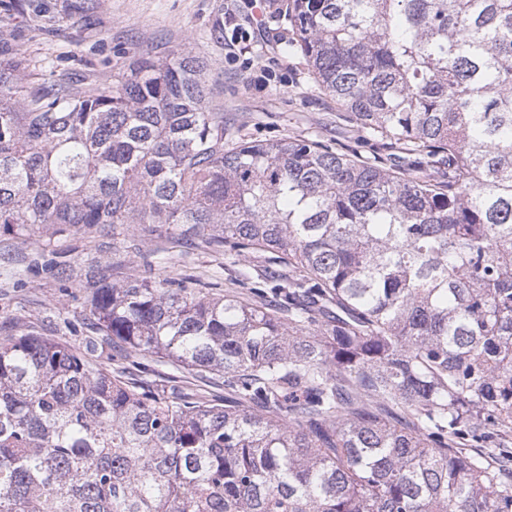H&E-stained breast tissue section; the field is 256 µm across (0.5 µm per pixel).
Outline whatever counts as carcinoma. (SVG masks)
Instances as JSON below:
<instances>
[{"label": "carcinoma", "instance_id": "1", "mask_svg": "<svg viewBox=\"0 0 512 512\" xmlns=\"http://www.w3.org/2000/svg\"><path fill=\"white\" fill-rule=\"evenodd\" d=\"M30 0H0L23 14ZM319 88L398 160L224 148L183 46L53 90L0 32V231L192 237L234 288L110 263L67 331L224 375L132 385L0 325V512H512V0H288Z\"/></svg>", "mask_w": 512, "mask_h": 512}]
</instances>
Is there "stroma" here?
I'll return each mask as SVG.
<instances>
[{"label": "stroma", "instance_id": "obj_1", "mask_svg": "<svg viewBox=\"0 0 512 512\" xmlns=\"http://www.w3.org/2000/svg\"><path fill=\"white\" fill-rule=\"evenodd\" d=\"M237 23L250 14L247 0H89L86 15L70 13L66 0H33L27 15L10 19L11 38L40 81L67 86L110 81L127 71L140 54L167 55L188 46L203 62L211 90V106L223 113L232 139L271 142L288 137L338 144L346 151L387 157L374 141L352 133L351 114L336 105L314 82L303 57L278 42L294 27L279 0H272L268 21L251 42L254 65L243 70L224 51L226 9ZM99 232L73 228L52 237L37 234L26 241L0 236V320L52 321L81 314L80 302L58 290L54 263L69 262L85 273L100 261L122 272H136L138 253L150 248L137 228H130L109 252L98 249ZM167 276L191 277L225 289L230 285L223 259L204 250L176 256ZM137 380L199 390L208 398L224 397V381H204L170 363L137 368Z\"/></svg>", "mask_w": 512, "mask_h": 512}]
</instances>
